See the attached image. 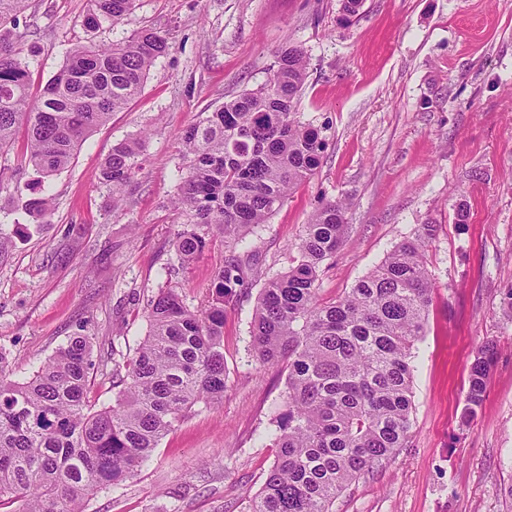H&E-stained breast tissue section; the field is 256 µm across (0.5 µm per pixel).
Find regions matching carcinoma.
I'll return each mask as SVG.
<instances>
[{
  "label": "carcinoma",
  "mask_w": 512,
  "mask_h": 512,
  "mask_svg": "<svg viewBox=\"0 0 512 512\" xmlns=\"http://www.w3.org/2000/svg\"><path fill=\"white\" fill-rule=\"evenodd\" d=\"M135 0H90L83 25L112 27ZM29 0H0V156L19 124L26 161L39 174L24 202L31 215L51 213L44 183L68 167L79 146L141 92L167 49L151 29L116 43L71 48L39 99L29 93V61L20 18ZM309 59L303 49L278 52L265 84L206 113L183 137L188 175L176 206L185 217L177 251L188 265L208 237L236 247L267 223L292 189L314 174L325 143L297 117ZM139 139L112 147L99 180L123 201L139 168ZM346 203L315 211L288 271L260 290L252 356L287 371L283 409L273 418L276 459L246 512H335L336 499L361 475L408 447L412 429V349L425 335L434 283L426 251L433 224L399 244L342 296L325 301L320 265L340 248ZM245 287L237 256L217 272L206 303L188 307L171 287L147 310L148 334L125 371L112 370L115 403L90 400L92 344L72 336L32 375L7 376L0 354V512H84L98 492L119 486L151 461L160 441L199 403L224 398V305ZM496 345L480 346L468 371L461 421L482 406Z\"/></svg>",
  "instance_id": "obj_1"
}]
</instances>
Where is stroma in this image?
<instances>
[{"mask_svg": "<svg viewBox=\"0 0 512 512\" xmlns=\"http://www.w3.org/2000/svg\"><path fill=\"white\" fill-rule=\"evenodd\" d=\"M89 0H31L24 40L38 96L77 44L117 42L141 29L168 49L141 94L113 113L51 181L44 221L10 217L14 247L0 258V352L12 378L31 375L69 337L94 357L127 363L148 331L147 303L176 288L200 306L231 249L215 236L191 265L174 241L172 198L188 173L182 136L205 109L264 84L278 51L303 48L309 73L302 122L326 143L320 166L247 237L259 255L248 288L224 308L227 387L196 406L132 479L91 497L85 512H243L276 458L268 433L285 371L248 346L265 280L285 272L313 212L347 203L344 241L319 294L332 300L422 225L435 281L415 345L409 448L361 476L336 512H505L512 482V0H364L351 22L340 0H135L113 28L88 31ZM142 137L140 168L122 207L99 182L113 145ZM18 129L0 156V205L36 175ZM466 223H458L459 205ZM497 357L482 407L460 419L479 346Z\"/></svg>", "mask_w": 512, "mask_h": 512, "instance_id": "obj_1", "label": "stroma"}]
</instances>
